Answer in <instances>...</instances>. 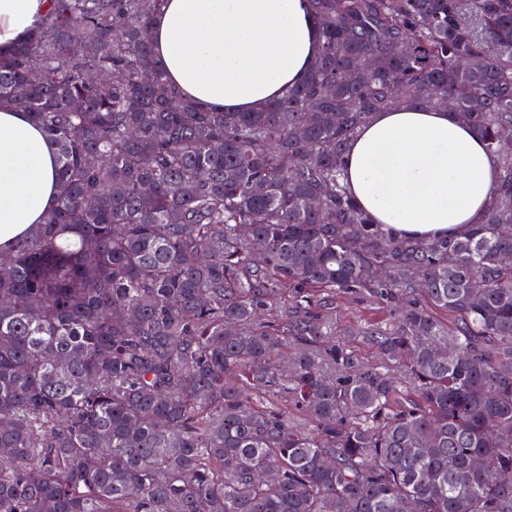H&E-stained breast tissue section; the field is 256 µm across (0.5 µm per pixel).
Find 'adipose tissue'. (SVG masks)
I'll use <instances>...</instances> for the list:
<instances>
[{
	"label": "adipose tissue",
	"mask_w": 512,
	"mask_h": 512,
	"mask_svg": "<svg viewBox=\"0 0 512 512\" xmlns=\"http://www.w3.org/2000/svg\"><path fill=\"white\" fill-rule=\"evenodd\" d=\"M48 0H0V51L38 30ZM150 35L177 94L252 112L298 84L318 50L307 0H164ZM350 188L389 234L432 239L478 223L498 170L480 135L446 108L378 112L351 141ZM57 150L21 108H0V247L57 203Z\"/></svg>",
	"instance_id": "ef3b65f1"
}]
</instances>
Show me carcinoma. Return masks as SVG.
<instances>
[{
	"mask_svg": "<svg viewBox=\"0 0 512 512\" xmlns=\"http://www.w3.org/2000/svg\"><path fill=\"white\" fill-rule=\"evenodd\" d=\"M51 2L0 54L59 186L0 253V512H512V0H309L321 51L259 112L177 95L163 0ZM461 86L483 217L391 236L348 143ZM338 291L395 311L364 327L381 364ZM336 325L341 330V340L365 361L378 363L375 350L362 338L366 323L385 320L390 317L382 305L370 298L336 292Z\"/></svg>",
	"mask_w": 512,
	"mask_h": 512,
	"instance_id": "obj_1",
	"label": "carcinoma"
}]
</instances>
